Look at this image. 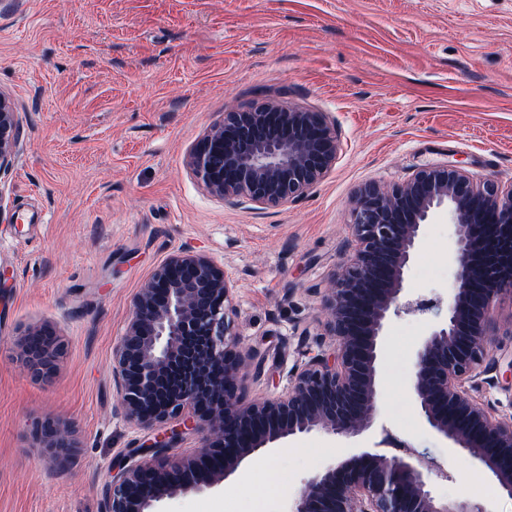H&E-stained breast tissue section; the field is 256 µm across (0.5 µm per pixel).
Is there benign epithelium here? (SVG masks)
Segmentation results:
<instances>
[{
	"mask_svg": "<svg viewBox=\"0 0 512 512\" xmlns=\"http://www.w3.org/2000/svg\"><path fill=\"white\" fill-rule=\"evenodd\" d=\"M18 128L19 113L0 92V180L15 165ZM339 150L325 113L258 102L225 111L191 152L189 166L211 194L268 208L307 195L335 166ZM445 211L455 226L450 258L457 288L446 319L420 342L410 393L449 448L512 496V423L473 394L483 383L512 382V356L488 353L491 305L512 294V273L474 261L477 250L512 242V184L477 182L462 165L444 163L422 166L389 189L375 182L361 188L350 223L355 250L322 295L334 348L303 352L285 394L247 402L239 393V373L257 351L240 347L229 317L234 284L224 268L190 249L157 266L112 347V377L128 423L150 429L179 419L183 428L156 433L139 458L112 466L104 512H164L166 501L217 488L245 460L290 437L324 430L351 438L371 428L388 322L433 307L407 292L405 274L423 226ZM17 347L29 372L44 377L65 343L53 330L33 326L18 336ZM192 424L207 433L204 449L174 453ZM39 433L58 460L76 447L71 431L54 421ZM427 470L450 478L413 453L355 452L308 479L289 512H488L469 499H438Z\"/></svg>",
	"mask_w": 512,
	"mask_h": 512,
	"instance_id": "1",
	"label": "benign epithelium"
}]
</instances>
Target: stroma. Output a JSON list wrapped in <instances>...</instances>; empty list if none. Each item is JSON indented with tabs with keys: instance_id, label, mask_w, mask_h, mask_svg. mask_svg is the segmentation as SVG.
Masks as SVG:
<instances>
[{
	"instance_id": "obj_1",
	"label": "stroma",
	"mask_w": 512,
	"mask_h": 512,
	"mask_svg": "<svg viewBox=\"0 0 512 512\" xmlns=\"http://www.w3.org/2000/svg\"><path fill=\"white\" fill-rule=\"evenodd\" d=\"M0 91L20 119L0 180V512H103L113 465L149 437L117 408L112 346L173 251L202 252L233 280L234 328L264 358L241 371L255 401L288 390L303 351L332 345L320 291L354 251L364 184L456 161L475 180L512 183V0H0ZM262 101L326 113L340 151L307 196L257 210L211 195L188 157L227 107ZM453 239L443 215L422 230L405 286L435 305L392 317L371 429L290 439L165 512H253L259 500L288 512L312 474L387 433L448 469L430 479L438 498L512 512L409 392L420 340L457 287ZM36 324L68 342L43 381L15 350ZM44 419L73 428L68 461L40 447ZM270 462L276 486H256Z\"/></svg>"
}]
</instances>
